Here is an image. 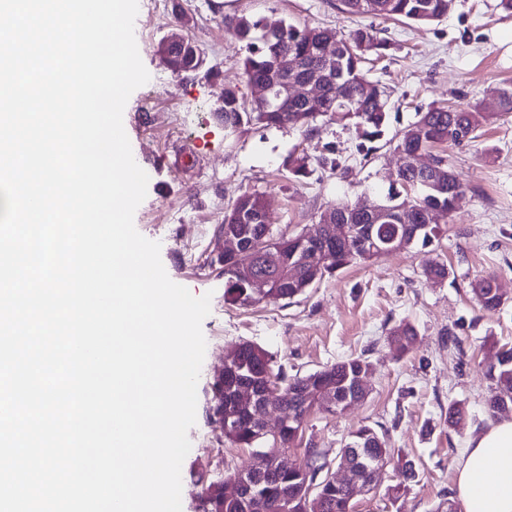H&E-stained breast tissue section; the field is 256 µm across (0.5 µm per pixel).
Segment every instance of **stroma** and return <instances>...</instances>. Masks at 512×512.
<instances>
[{
  "instance_id": "obj_1",
  "label": "stroma",
  "mask_w": 512,
  "mask_h": 512,
  "mask_svg": "<svg viewBox=\"0 0 512 512\" xmlns=\"http://www.w3.org/2000/svg\"><path fill=\"white\" fill-rule=\"evenodd\" d=\"M151 2L138 0L134 23L150 80L131 94L123 113L133 157L149 177L134 225L159 242L172 281L211 297L202 322L206 352L196 422L181 468L182 512H198L199 474L233 475L249 457L248 449L220 446L210 419L224 351L242 341L274 353L291 375L366 357L367 399L341 415L312 410L295 454L314 448L335 467L349 432L370 425L414 462L418 478L402 489L393 469H386L373 492L357 497L355 512H448L461 454L470 436L491 422L483 360L490 347L512 346V113L499 115L497 100L499 89L512 86V14L500 0H454L446 16L429 24L349 15L339 0H224L219 10L210 0H161L157 12ZM234 13L267 23L330 25L344 35L364 25L375 28L387 48L367 70L389 95V122L375 150L360 152L362 138L352 125L323 124L310 139L290 127L252 126L225 136L215 110L225 88L245 85V45L224 29L225 15ZM175 30L199 45L214 78H183L162 65L159 44ZM466 103L498 118L471 145L446 149L465 191L438 241L355 263L289 301L225 302L216 238L237 195L263 193L271 201V224L290 234L312 229L338 204L384 202L400 161L393 138L431 106ZM328 143L336 147L337 169L318 167L303 181L289 179L282 163L290 152L303 149L314 157ZM431 261L451 267L453 278L426 280L423 269ZM488 273L496 275L506 298L493 315L479 311L470 289L471 281ZM404 323L417 336L398 357L388 336ZM452 401L469 410L458 431L445 422ZM218 446L224 449L220 461L213 454Z\"/></svg>"
}]
</instances>
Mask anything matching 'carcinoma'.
Here are the masks:
<instances>
[{
  "label": "carcinoma",
  "mask_w": 512,
  "mask_h": 512,
  "mask_svg": "<svg viewBox=\"0 0 512 512\" xmlns=\"http://www.w3.org/2000/svg\"><path fill=\"white\" fill-rule=\"evenodd\" d=\"M343 12L359 16L393 17L418 23H431L448 14V0H341ZM224 26L247 48L242 60L246 83L264 84L280 88L288 82V68L282 59L294 56L302 60L303 70L298 76L321 84L323 93L318 99L298 98L281 105L275 99L266 104H251L245 108L238 90L224 88L222 105L216 109L224 123V131L233 134L245 126L299 128L309 138L318 131L317 122L336 121V114L343 113V124H353L361 131L364 141L372 143L383 135L388 122L387 91L378 82L368 78L364 68L367 55L385 49V42L370 26L359 27L348 36L341 35L332 27L293 25L282 22L270 32L262 20L241 14L224 16ZM332 46L325 54L326 46ZM161 60L175 75L200 73L203 66L202 50L191 39L178 34L161 43ZM497 113L482 112L476 106H434L422 113L413 125L400 133L395 150L406 155L416 152H432L443 143L464 147L478 138L477 132ZM336 149L327 144L316 158L306 153H291L284 167L296 181L312 174L311 164L336 168ZM432 176L406 167L401 175L400 187H414L420 194L412 197L417 206L416 218L411 224H402L396 212L397 194L389 193L383 205L384 212L373 214L361 200L334 207L339 222L347 225L343 236L331 244L332 263L322 264L320 247L315 245L301 255L292 245L266 237L264 224L265 197L259 192L245 191L239 194L230 209L224 212V239L238 244H262L264 249L277 256L270 261L260 256L249 272L243 273L231 265H224V300L231 304L250 305L255 302H280L292 300L304 294L324 278L356 262H369L392 252L396 244L427 248L443 234L437 226L434 210L450 212L453 201L464 192V185L453 170H448V181L433 187L425 186ZM424 275L429 280L443 282L452 271L441 262L426 266ZM266 277L271 287L263 297H256L249 288L253 277ZM496 276L489 274L471 283V292L480 309L485 313L499 310L504 301L498 290L492 288ZM416 336L409 324L399 325L390 331L389 345L396 355L408 351ZM228 366L224 376L215 380L211 417L221 437L238 448L260 447L255 439L258 396L270 387L281 393V409L291 417L288 426L280 433L279 444L291 448L303 431L306 418L317 407L329 414H341L349 410L344 403L354 398L355 381L367 377L370 363L362 356L337 361L321 370L299 376L287 375L276 356L265 348L243 342L229 348ZM486 376L491 382L485 407L490 413L512 406V347H501L489 352ZM467 416V408L461 402L448 404V427L456 429ZM357 438L365 447L389 463L396 461L395 468L401 484L416 480L418 473L410 460L394 459L388 446L387 435L370 425H362L351 432L349 439ZM264 471L260 473L257 494L261 497L264 512H314L308 501L320 500L321 512H354L355 501L349 493L336 487L329 475L323 474L325 464L319 453L309 448L305 460H295L286 468H271L270 461L262 460ZM198 496L199 512H241V496L233 478L206 481Z\"/></svg>",
  "instance_id": "carcinoma-1"
}]
</instances>
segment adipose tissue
<instances>
[{"label":"adipose tissue","instance_id":"adipose-tissue-1","mask_svg":"<svg viewBox=\"0 0 512 512\" xmlns=\"http://www.w3.org/2000/svg\"><path fill=\"white\" fill-rule=\"evenodd\" d=\"M456 470L462 512H512V419L491 422L472 436Z\"/></svg>","mask_w":512,"mask_h":512}]
</instances>
